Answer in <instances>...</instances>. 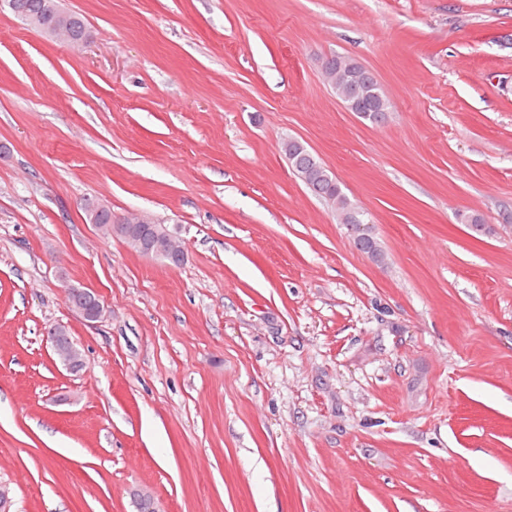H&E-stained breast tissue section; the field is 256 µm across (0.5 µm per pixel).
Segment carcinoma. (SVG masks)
<instances>
[{
  "instance_id": "1",
  "label": "carcinoma",
  "mask_w": 512,
  "mask_h": 512,
  "mask_svg": "<svg viewBox=\"0 0 512 512\" xmlns=\"http://www.w3.org/2000/svg\"><path fill=\"white\" fill-rule=\"evenodd\" d=\"M56 0H15L14 15L21 19L31 17L37 19L44 25L51 24L56 16ZM346 58L340 55H330L322 59V68L325 72L333 76V90L336 96L346 105L347 108L356 112L363 119L373 123L377 118L374 112L376 101L379 100V94L382 93L380 85L376 78L367 70L360 71L355 79V85H349V74L346 69ZM288 163L292 170L299 176L307 179L306 187L317 198L324 201H333L343 213H354L359 222L368 223V213L360 207H354L347 201L343 195L338 181L326 169L321 159L301 145L290 141L288 142V152H286ZM84 210L89 218L97 224L112 223V211L107 207H100V204L88 200L84 203Z\"/></svg>"
}]
</instances>
